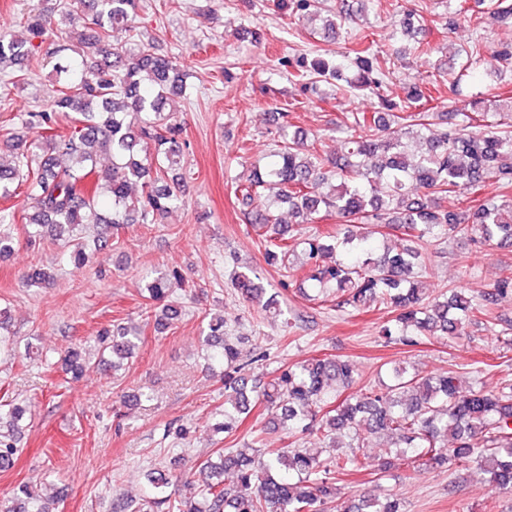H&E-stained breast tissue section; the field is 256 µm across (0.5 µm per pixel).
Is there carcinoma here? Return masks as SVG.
<instances>
[{
  "label": "carcinoma",
  "instance_id": "cac0c4a2",
  "mask_svg": "<svg viewBox=\"0 0 512 512\" xmlns=\"http://www.w3.org/2000/svg\"><path fill=\"white\" fill-rule=\"evenodd\" d=\"M134 0H59L60 19L73 26H95L80 34L69 53L55 64V90L48 110L21 112L25 129L37 130L26 141L3 134L14 152L0 159V198L26 195L32 205L17 213L0 210V256L14 251L12 227L32 226L33 241L49 233L71 235L67 260L79 270L89 262L87 244L77 229L110 224H153L183 201L185 176L174 172L184 153L181 128L166 111L170 96H183L187 85L172 61L150 49H115L107 44L112 28L128 22ZM350 18L340 0L325 21L324 37L338 39ZM51 19L30 10L25 39L0 34V74L18 78L15 68L43 50ZM351 87L377 95L382 111L357 112L343 129L345 153L324 157L297 135L291 124L278 128L280 144L262 167L235 183V198L270 265L288 274L294 257L304 256L314 300L343 312L391 314L382 335L410 346L421 336H455L465 324H482L490 332L512 331V318L495 312L499 300L512 295V269L505 268L494 287L467 294L452 290L434 298L421 288L427 274L424 245L462 237L477 246L512 248V123L489 122L498 104L463 114L460 124L432 129L434 112L419 111L426 99L415 84L396 103L380 94L386 71L384 52L368 36L348 57ZM293 77L305 84L319 77H339L341 67L325 58L298 61ZM496 180L504 192L463 209L446 206V198L482 191ZM288 205L296 224H284L273 202ZM336 214L340 224L323 231L312 227L320 213ZM372 224H390L407 244L398 247L376 236ZM54 271L36 267L26 280L50 286ZM185 285L182 274L157 277L144 286L146 308L163 326L177 304L167 282ZM233 287L246 303H259L263 286L247 269L235 274ZM142 329L120 323L93 337L98 363L112 355V367L131 357ZM208 359L224 367V421L216 432L228 433L240 415L261 401L281 411L291 435L327 438L334 431L385 434V469L403 462L419 471L448 464V458L473 463L499 489L512 492V382L492 390L470 386L461 393L455 372L430 376L395 367L382 389L365 387L333 405L329 389L354 384L356 366L348 359L312 357L281 367L265 384L252 365L267 354L255 349L243 357L227 336L224 316L207 321ZM26 409L0 400V471L14 467L20 449L17 432ZM220 459H206L198 472L177 474L158 467L147 475L150 496L122 503V512H404L401 499L380 491L335 503L339 476L361 466L352 453L323 457L302 448H220ZM248 494H240V489ZM3 512H57L30 486L22 484Z\"/></svg>",
  "mask_w": 512,
  "mask_h": 512
}]
</instances>
